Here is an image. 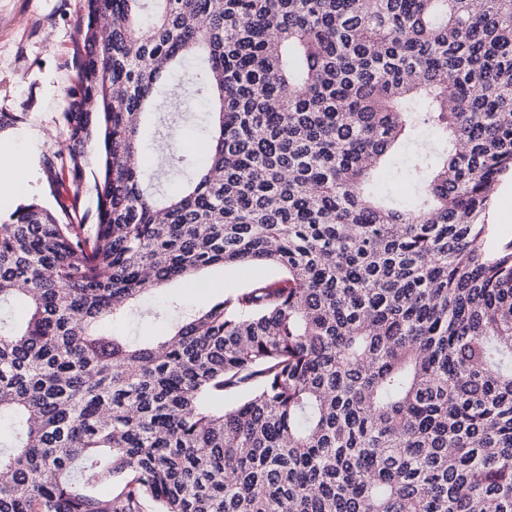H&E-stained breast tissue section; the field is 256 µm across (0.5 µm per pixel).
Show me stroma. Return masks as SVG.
<instances>
[{
  "label": "stroma",
  "mask_w": 512,
  "mask_h": 512,
  "mask_svg": "<svg viewBox=\"0 0 512 512\" xmlns=\"http://www.w3.org/2000/svg\"><path fill=\"white\" fill-rule=\"evenodd\" d=\"M85 0H0V113L15 116L14 125L0 130V175L10 173L21 183L18 193L0 199V214L39 199L52 205L44 159L59 149L60 115L65 92L76 73V43ZM267 267H215L205 270L192 286L173 282L151 301L176 302L182 316L220 299L225 292L272 278Z\"/></svg>",
  "instance_id": "obj_1"
}]
</instances>
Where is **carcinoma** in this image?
I'll list each match as a JSON object with an SVG mask.
<instances>
[{
	"label": "carcinoma",
	"instance_id": "1",
	"mask_svg": "<svg viewBox=\"0 0 512 512\" xmlns=\"http://www.w3.org/2000/svg\"><path fill=\"white\" fill-rule=\"evenodd\" d=\"M474 2L86 0L54 205L0 223L25 309L0 321V512H512V241L487 222L512 0ZM168 95L165 162L196 176L160 198L139 152ZM406 144L408 197H377ZM253 263L276 275L165 336L99 329ZM206 107L199 109L198 112L189 118L188 125L184 128L183 144L186 150L191 153L203 154V139L206 137L204 127L209 124L210 117L205 114Z\"/></svg>",
	"mask_w": 512,
	"mask_h": 512
}]
</instances>
